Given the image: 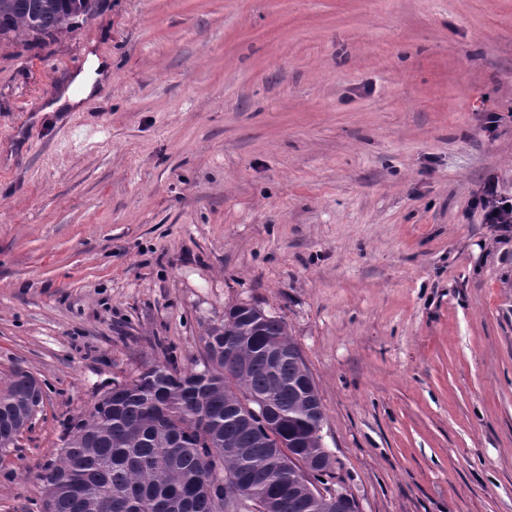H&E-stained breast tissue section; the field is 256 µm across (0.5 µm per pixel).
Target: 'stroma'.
<instances>
[{
    "instance_id": "stroma-1",
    "label": "stroma",
    "mask_w": 512,
    "mask_h": 512,
    "mask_svg": "<svg viewBox=\"0 0 512 512\" xmlns=\"http://www.w3.org/2000/svg\"><path fill=\"white\" fill-rule=\"evenodd\" d=\"M110 85L42 113L88 51ZM512 0H100L0 39V512L114 384L280 317L358 512H512ZM474 209L482 215V223L501 224L505 231L511 229L512 198L508 197L495 175H489L481 183L479 191L472 201ZM37 379L25 372H16L0 389V450L7 447L1 446V440L6 433L18 435L31 422L36 412L26 407V401L31 396V402L38 408L42 401V392ZM35 389V390H34ZM34 391V392H33Z\"/></svg>"
}]
</instances>
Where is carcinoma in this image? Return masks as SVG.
Wrapping results in <instances>:
<instances>
[{
	"label": "carcinoma",
	"mask_w": 512,
	"mask_h": 512,
	"mask_svg": "<svg viewBox=\"0 0 512 512\" xmlns=\"http://www.w3.org/2000/svg\"><path fill=\"white\" fill-rule=\"evenodd\" d=\"M99 0H0V37L54 39L90 18ZM205 374L176 363L154 365L121 384L117 401L102 396L79 421L65 448L39 475L52 512H227L226 488L249 496L258 512H335L329 493L331 454L315 447L325 412L314 378L285 322H259L231 308L204 339ZM288 345L272 376L260 352ZM239 369L224 372V346ZM36 378L16 372L0 389V441L17 435L34 413L26 407ZM273 392L281 413L276 448L258 429L225 414L224 399ZM322 456L326 479L316 499L301 491L303 474Z\"/></svg>",
	"instance_id": "obj_1"
}]
</instances>
